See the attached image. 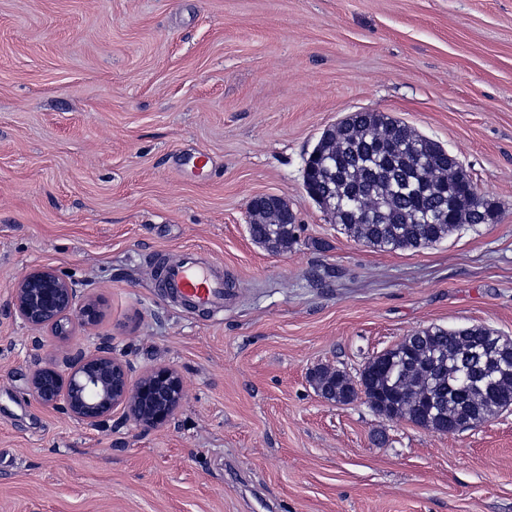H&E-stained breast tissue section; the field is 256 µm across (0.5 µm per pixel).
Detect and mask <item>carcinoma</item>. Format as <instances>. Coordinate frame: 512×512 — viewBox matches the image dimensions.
Here are the masks:
<instances>
[{"instance_id": "cac0c4a2", "label": "carcinoma", "mask_w": 512, "mask_h": 512, "mask_svg": "<svg viewBox=\"0 0 512 512\" xmlns=\"http://www.w3.org/2000/svg\"><path fill=\"white\" fill-rule=\"evenodd\" d=\"M309 197L344 233L383 250L419 249L448 238L465 224H493L498 206L481 197L459 162L442 146L383 112H353L326 129L304 169ZM259 237L284 252L294 242L287 224L263 223ZM489 331L482 326H429L416 338L367 363L371 406L389 418L440 425L441 411L478 424L512 405V371L492 392L475 388L462 399L448 389L462 359ZM314 382L336 403L349 401L351 379L319 369Z\"/></svg>"}]
</instances>
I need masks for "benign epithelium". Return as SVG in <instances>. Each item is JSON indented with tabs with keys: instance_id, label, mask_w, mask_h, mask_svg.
I'll return each instance as SVG.
<instances>
[{
	"instance_id": "obj_1",
	"label": "benign epithelium",
	"mask_w": 512,
	"mask_h": 512,
	"mask_svg": "<svg viewBox=\"0 0 512 512\" xmlns=\"http://www.w3.org/2000/svg\"><path fill=\"white\" fill-rule=\"evenodd\" d=\"M265 205L288 222V209L279 198L260 196L250 206ZM11 312L34 331L49 330L65 339L75 326L96 322L94 300L84 296L63 273L51 267H34L14 285ZM29 392L42 405L58 410L77 424L98 427L112 415L144 431L165 426L184 398V380L170 367L133 373L131 365L115 355L110 339L102 337L87 353L66 357L64 366L37 361L29 371Z\"/></svg>"
}]
</instances>
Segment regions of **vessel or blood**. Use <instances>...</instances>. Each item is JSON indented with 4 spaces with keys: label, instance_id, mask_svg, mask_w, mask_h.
<instances>
[{
    "label": "vessel or blood",
    "instance_id": "1",
    "mask_svg": "<svg viewBox=\"0 0 512 512\" xmlns=\"http://www.w3.org/2000/svg\"><path fill=\"white\" fill-rule=\"evenodd\" d=\"M164 284L170 296L189 309L220 312L230 288L222 274L201 263L195 252H184L168 264Z\"/></svg>",
    "mask_w": 512,
    "mask_h": 512
}]
</instances>
